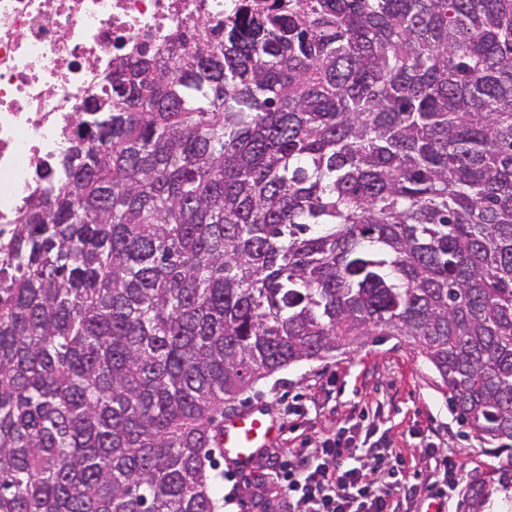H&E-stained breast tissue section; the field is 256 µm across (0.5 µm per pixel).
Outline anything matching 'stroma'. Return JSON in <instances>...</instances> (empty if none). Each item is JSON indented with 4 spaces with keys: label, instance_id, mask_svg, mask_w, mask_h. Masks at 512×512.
I'll return each mask as SVG.
<instances>
[{
    "label": "stroma",
    "instance_id": "stroma-1",
    "mask_svg": "<svg viewBox=\"0 0 512 512\" xmlns=\"http://www.w3.org/2000/svg\"><path fill=\"white\" fill-rule=\"evenodd\" d=\"M248 405L263 407L286 432L260 451L247 472L219 462V512H282L283 493L267 475L270 462L290 449L321 445L338 431L356 445L369 439L396 450L411 471L420 468L428 448L451 455L465 482L492 463L449 413L437 373L400 336H373L360 347L275 373L224 410Z\"/></svg>",
    "mask_w": 512,
    "mask_h": 512
}]
</instances>
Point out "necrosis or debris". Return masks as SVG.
Segmentation results:
<instances>
[{
  "label": "necrosis or debris",
  "instance_id": "1",
  "mask_svg": "<svg viewBox=\"0 0 512 512\" xmlns=\"http://www.w3.org/2000/svg\"><path fill=\"white\" fill-rule=\"evenodd\" d=\"M248 0H0V223L67 176L60 156L87 134L81 112L111 88L117 58L167 53L174 32Z\"/></svg>",
  "mask_w": 512,
  "mask_h": 512
}]
</instances>
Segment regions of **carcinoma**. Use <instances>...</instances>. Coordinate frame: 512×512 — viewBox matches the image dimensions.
Wrapping results in <instances>:
<instances>
[{"label": "carcinoma", "instance_id": "carcinoma-1", "mask_svg": "<svg viewBox=\"0 0 512 512\" xmlns=\"http://www.w3.org/2000/svg\"><path fill=\"white\" fill-rule=\"evenodd\" d=\"M125 54L0 244V512H215L224 402L406 337L512 488V0H256Z\"/></svg>", "mask_w": 512, "mask_h": 512}]
</instances>
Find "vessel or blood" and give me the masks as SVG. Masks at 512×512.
Masks as SVG:
<instances>
[{"instance_id":"obj_1","label":"vessel or blood","mask_w":512,"mask_h":512,"mask_svg":"<svg viewBox=\"0 0 512 512\" xmlns=\"http://www.w3.org/2000/svg\"><path fill=\"white\" fill-rule=\"evenodd\" d=\"M282 427L262 409L247 406L225 416L219 447L238 471H249L256 454L280 438Z\"/></svg>"}]
</instances>
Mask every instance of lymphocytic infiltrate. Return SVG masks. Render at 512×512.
<instances>
[{
	"label": "lymphocytic infiltrate",
	"mask_w": 512,
	"mask_h": 512,
	"mask_svg": "<svg viewBox=\"0 0 512 512\" xmlns=\"http://www.w3.org/2000/svg\"><path fill=\"white\" fill-rule=\"evenodd\" d=\"M430 483V501L438 512L458 486L459 467L449 456L427 451L422 456ZM288 512H419L417 486L410 480L400 453L390 448H351L342 434L318 448H298L284 464H273Z\"/></svg>",
	"instance_id": "obj_1"
}]
</instances>
